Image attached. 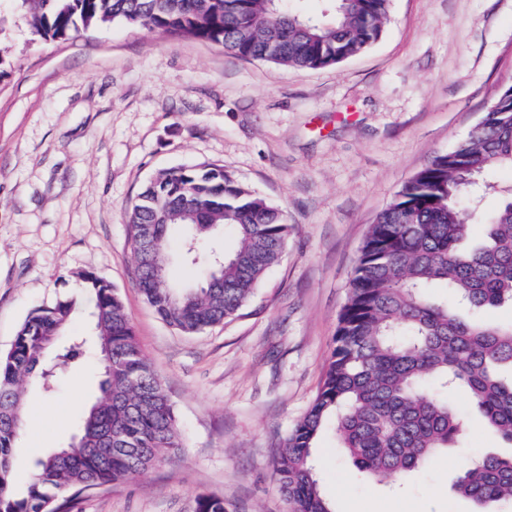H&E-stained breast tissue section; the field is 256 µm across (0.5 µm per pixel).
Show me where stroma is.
<instances>
[{
	"instance_id": "1",
	"label": "stroma",
	"mask_w": 512,
	"mask_h": 512,
	"mask_svg": "<svg viewBox=\"0 0 512 512\" xmlns=\"http://www.w3.org/2000/svg\"><path fill=\"white\" fill-rule=\"evenodd\" d=\"M0 351L38 307L71 296L65 338L92 334L83 274L120 295L173 405L182 446L152 469L81 499L80 512H288L273 473L281 441L313 402L375 217L436 153L512 85V0H392L381 39L319 69L238 58L222 46L113 22L65 39L34 34L0 0ZM215 163L283 209L280 262L240 315L186 335L145 302L125 212L159 171ZM96 355L55 368L13 460L66 444L97 394ZM464 452L403 481L363 479L328 422L314 448L333 512H472L452 484L468 453L512 454L472 410Z\"/></svg>"
}]
</instances>
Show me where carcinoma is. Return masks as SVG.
Listing matches in <instances>:
<instances>
[{
  "instance_id": "obj_1",
  "label": "carcinoma",
  "mask_w": 512,
  "mask_h": 512,
  "mask_svg": "<svg viewBox=\"0 0 512 512\" xmlns=\"http://www.w3.org/2000/svg\"><path fill=\"white\" fill-rule=\"evenodd\" d=\"M17 2L42 38L63 39L117 20L214 43L245 60L317 69L377 42L391 0H331L332 14L320 18L289 0ZM496 167L512 169V97L505 89L468 137L434 155L371 225L322 385L274 459L289 512H333L313 464L316 438L330 417L357 474L378 481L418 473L431 456L455 447L463 420L448 401L450 385L463 389L489 428L512 443V322L479 319L484 309L512 304V189L485 217L481 241L463 246L470 233L463 196ZM126 219L132 244L141 224L152 225L158 241L153 264L163 275L140 262L135 267L144 298L163 321L190 335L235 317L279 262L288 237L282 209L216 164L160 172ZM226 224L236 228V248L226 256L201 255L199 240ZM177 225L189 227L184 261H208L200 284L178 285L170 277L168 241ZM85 281L101 366L98 396L81 417L79 433L37 461L21 491L13 488L11 462L23 429V383L52 393L47 356L77 301L64 297L37 309L0 353V512H72L83 495L123 483L180 448L174 409L121 298L91 274ZM85 344L72 339L57 359L78 361ZM453 490L473 512L512 505V455L469 460ZM196 512H225L224 499L202 496Z\"/></svg>"
}]
</instances>
